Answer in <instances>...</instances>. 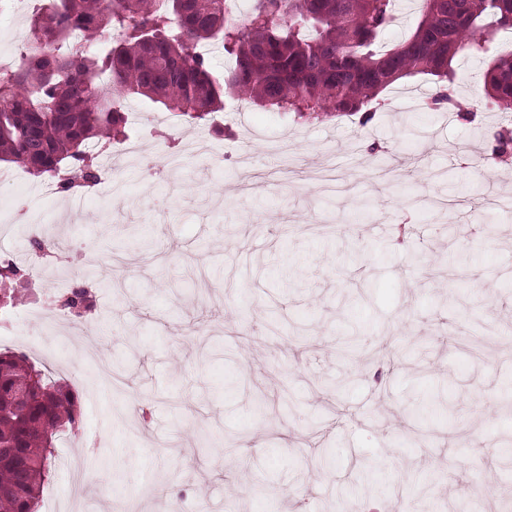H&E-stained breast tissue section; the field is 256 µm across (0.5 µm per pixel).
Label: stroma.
<instances>
[{
	"label": "stroma",
	"instance_id": "1",
	"mask_svg": "<svg viewBox=\"0 0 512 512\" xmlns=\"http://www.w3.org/2000/svg\"><path fill=\"white\" fill-rule=\"evenodd\" d=\"M29 2L0 0L6 55L24 49ZM432 86L393 85L364 125L229 101L179 131L135 102L144 120L127 138L159 165L123 168L134 209L112 205L105 183L76 198L29 174L0 184V262L23 271L0 309V350L75 393L81 427L57 445L106 475L85 490L92 512H512V213L484 204L512 194V170L492 157L512 121L487 101L468 121L415 108L408 91ZM201 134L212 154L168 181L167 156ZM330 154L354 186L331 225L308 176ZM21 193L41 223L5 220ZM61 215L66 275L85 270L89 244L103 261L95 314L50 333L30 314L50 291L30 258ZM457 256L467 264L449 269ZM347 294L358 303L340 307ZM348 335L361 345L351 364L335 355ZM402 338L417 358L397 360ZM116 361L127 383L111 388L100 372ZM284 384L295 407L259 418L255 395ZM436 394L452 410L418 420L411 406ZM366 458L383 463L377 499L345 492ZM439 470L416 497L414 482Z\"/></svg>",
	"mask_w": 512,
	"mask_h": 512
}]
</instances>
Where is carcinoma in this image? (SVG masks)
<instances>
[{"instance_id": "obj_1", "label": "carcinoma", "mask_w": 512, "mask_h": 512, "mask_svg": "<svg viewBox=\"0 0 512 512\" xmlns=\"http://www.w3.org/2000/svg\"><path fill=\"white\" fill-rule=\"evenodd\" d=\"M415 30L393 47L380 38L396 21L395 0H251L247 22L232 21L227 0H47L29 19L26 50L0 65V161L55 180L69 192L98 180L91 148L124 134L126 101L147 99L189 122L224 109L227 99L258 102L297 120L360 115L367 122L379 95L404 77L436 85L433 110L455 107L454 59L466 49L489 54L486 42L512 30V0H419ZM114 38L94 51L76 43L102 31ZM481 33L483 42L473 40ZM215 41L235 59L217 77L192 51ZM485 97L512 112V53L496 52L482 74ZM76 322L95 313L90 290L58 297ZM336 356H359L346 338ZM28 385L25 411L12 400ZM81 423L76 396L23 356L0 353V512H37L54 466L61 430ZM378 462L360 464L359 485L378 491Z\"/></svg>"}]
</instances>
